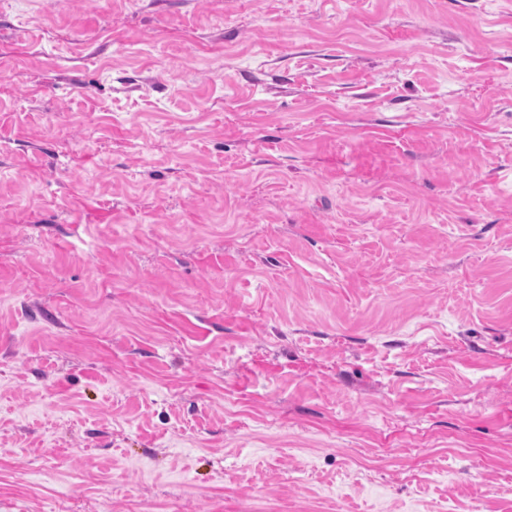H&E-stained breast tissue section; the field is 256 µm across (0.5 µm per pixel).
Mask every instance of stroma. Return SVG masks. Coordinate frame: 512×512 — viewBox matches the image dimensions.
Here are the masks:
<instances>
[{"instance_id": "stroma-1", "label": "stroma", "mask_w": 512, "mask_h": 512, "mask_svg": "<svg viewBox=\"0 0 512 512\" xmlns=\"http://www.w3.org/2000/svg\"><path fill=\"white\" fill-rule=\"evenodd\" d=\"M0 512H512V0H0Z\"/></svg>"}]
</instances>
